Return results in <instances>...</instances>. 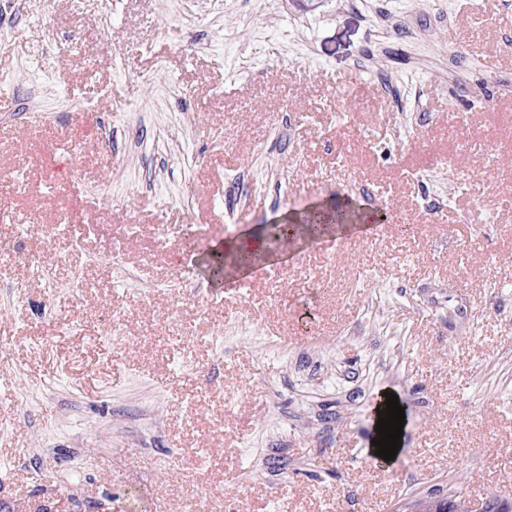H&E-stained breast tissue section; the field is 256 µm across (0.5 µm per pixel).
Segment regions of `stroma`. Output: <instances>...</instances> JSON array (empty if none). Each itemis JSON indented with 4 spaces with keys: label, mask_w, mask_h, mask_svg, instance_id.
I'll use <instances>...</instances> for the list:
<instances>
[{
    "label": "stroma",
    "mask_w": 512,
    "mask_h": 512,
    "mask_svg": "<svg viewBox=\"0 0 512 512\" xmlns=\"http://www.w3.org/2000/svg\"><path fill=\"white\" fill-rule=\"evenodd\" d=\"M509 14L0 0V512L512 502ZM351 198L379 239L209 284L212 243Z\"/></svg>",
    "instance_id": "stroma-1"
}]
</instances>
